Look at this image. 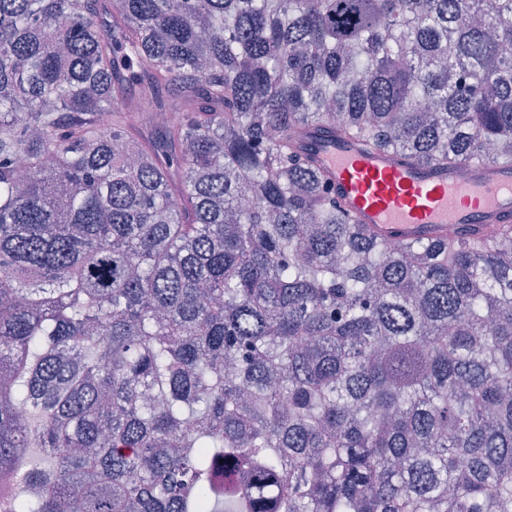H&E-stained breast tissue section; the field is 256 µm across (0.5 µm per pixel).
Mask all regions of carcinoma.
Returning <instances> with one entry per match:
<instances>
[{"mask_svg": "<svg viewBox=\"0 0 512 512\" xmlns=\"http://www.w3.org/2000/svg\"><path fill=\"white\" fill-rule=\"evenodd\" d=\"M315 133L512 161V0H0V512H512V223ZM318 164L337 200L360 224L391 241H429L452 231L468 236L485 224L512 223V164H472L455 171L411 164L349 140L318 146Z\"/></svg>", "mask_w": 512, "mask_h": 512, "instance_id": "1", "label": "carcinoma"}]
</instances>
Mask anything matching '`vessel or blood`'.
<instances>
[{
  "label": "vessel or blood",
  "mask_w": 512,
  "mask_h": 512,
  "mask_svg": "<svg viewBox=\"0 0 512 512\" xmlns=\"http://www.w3.org/2000/svg\"><path fill=\"white\" fill-rule=\"evenodd\" d=\"M318 164L344 209L393 241H429L450 228L466 236L486 224L512 223L508 162L471 165L462 180L384 150L326 140L318 146Z\"/></svg>",
  "instance_id": "b4317fda"
}]
</instances>
